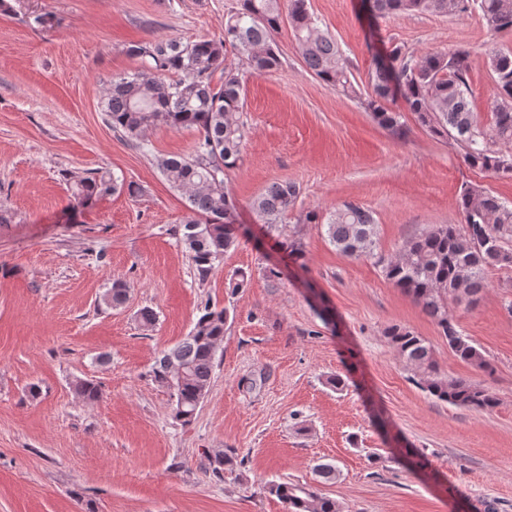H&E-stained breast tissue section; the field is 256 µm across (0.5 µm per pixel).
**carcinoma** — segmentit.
I'll return each instance as SVG.
<instances>
[{
	"label": "carcinoma",
	"instance_id": "obj_1",
	"mask_svg": "<svg viewBox=\"0 0 512 512\" xmlns=\"http://www.w3.org/2000/svg\"><path fill=\"white\" fill-rule=\"evenodd\" d=\"M367 3L374 18L404 12L448 15L473 10L493 31H512V0ZM285 17L307 67L327 86L355 92L348 59L308 12L307 0H237L227 14L222 39L169 38L131 47L130 52L142 61L141 68L110 81L102 98V110L112 128L131 139H141L158 125L198 132L192 154L163 158L159 169L171 187L187 194L189 214L183 220L181 242L202 278L237 242L235 205L224 190V171L236 166L245 144L240 121L245 92L240 71L226 64V57L233 53L246 58L256 73L276 69L280 59L274 49V34ZM488 66L494 84L492 123L488 126L481 124L473 111L470 53L462 49L416 55L395 45L386 55L374 56L368 70L366 109L382 127L402 139L408 128L401 113L387 106L398 94L427 131L460 143L472 167L512 174V156L493 149L499 142H512V50L490 51ZM218 71L221 76L216 83ZM121 188L118 178L91 172L76 182L72 196L76 205L84 206ZM299 195L295 184L275 181L251 203L267 232L283 237L281 246L296 260L305 258L300 229L283 234L281 219L295 209ZM459 208L462 223L435 225L409 239L391 257L375 252L376 220L358 203L344 202L325 218L314 211L302 213L297 224L322 226L329 242L345 257L376 259L385 277L441 329L453 353L486 371L489 363L483 353L448 318V304L477 302L485 288L487 267H512V206L485 188L465 184ZM229 318L226 308L204 307L184 341L157 360L153 378L172 390L174 419L189 423L195 417L208 390ZM386 338L429 396L479 412L498 405L496 395L481 384L440 374L433 349L423 337L393 325L386 330ZM75 390L87 401L100 398L98 385L88 380L77 381ZM269 491L288 505V512H342L337 501L306 483L273 481Z\"/></svg>",
	"mask_w": 512,
	"mask_h": 512
}]
</instances>
